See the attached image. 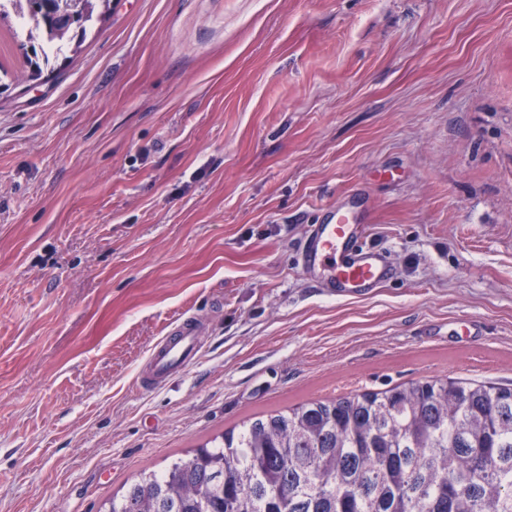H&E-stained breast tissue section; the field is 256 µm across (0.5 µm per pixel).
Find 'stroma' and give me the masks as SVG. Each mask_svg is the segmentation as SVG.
Segmentation results:
<instances>
[{"label":"stroma","mask_w":512,"mask_h":512,"mask_svg":"<svg viewBox=\"0 0 512 512\" xmlns=\"http://www.w3.org/2000/svg\"><path fill=\"white\" fill-rule=\"evenodd\" d=\"M110 8L38 82L0 20V512H101L312 400L512 388V0ZM347 193L394 275L329 297L297 249ZM199 336H202L200 326L192 320H183L172 335L164 336L150 351L146 370L139 378L140 385L154 390L173 375L186 370L199 357Z\"/></svg>","instance_id":"obj_1"}]
</instances>
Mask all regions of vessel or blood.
I'll return each mask as SVG.
<instances>
[{
    "mask_svg": "<svg viewBox=\"0 0 512 512\" xmlns=\"http://www.w3.org/2000/svg\"><path fill=\"white\" fill-rule=\"evenodd\" d=\"M365 204L344 201L329 206L320 223L309 225L299 249L302 270L329 295L359 297L387 281V254L365 247ZM202 330L192 320L181 322L174 336L163 337L150 351L139 382L148 390L162 386L199 357Z\"/></svg>",
    "mask_w": 512,
    "mask_h": 512,
    "instance_id": "b4317fda",
    "label": "vessel or blood"
}]
</instances>
